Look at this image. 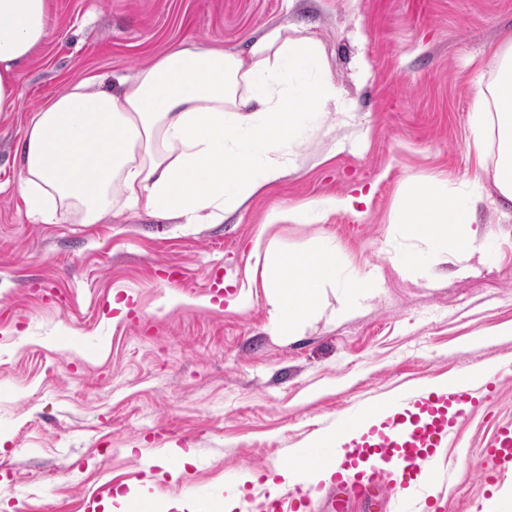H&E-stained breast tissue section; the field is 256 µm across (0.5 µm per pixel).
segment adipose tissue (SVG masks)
I'll list each match as a JSON object with an SVG mask.
<instances>
[{
  "instance_id": "1",
  "label": "adipose tissue",
  "mask_w": 512,
  "mask_h": 512,
  "mask_svg": "<svg viewBox=\"0 0 512 512\" xmlns=\"http://www.w3.org/2000/svg\"><path fill=\"white\" fill-rule=\"evenodd\" d=\"M49 0H0V114L16 110L19 69L49 34ZM338 91L324 49L310 35L268 30L244 53L185 41L151 66L103 88L90 76L58 92L28 118L20 142L19 191L31 212L52 220L58 212L96 224L114 208L140 209L185 224H217L258 190L288 173L275 153L294 142ZM496 137L493 178L512 201V44L493 54L491 78L479 89L471 140L484 158ZM84 141L102 151H79ZM371 195L319 198L274 207L264 227L326 221L339 209L370 205ZM473 198L447 178L412 182L396 222L424 244V252L388 249L404 274L430 277L423 255L479 252L484 233ZM252 255L272 307L271 326L295 335L322 310L327 288L344 281L343 305L355 310L376 291L373 271L343 276V252L324 238L310 252L272 249L256 238Z\"/></svg>"
}]
</instances>
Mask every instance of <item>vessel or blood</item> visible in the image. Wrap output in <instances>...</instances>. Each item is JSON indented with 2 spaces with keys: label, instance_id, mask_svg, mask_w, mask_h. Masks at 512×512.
<instances>
[{
  "label": "vessel or blood",
  "instance_id": "1",
  "mask_svg": "<svg viewBox=\"0 0 512 512\" xmlns=\"http://www.w3.org/2000/svg\"><path fill=\"white\" fill-rule=\"evenodd\" d=\"M487 388L476 383L451 385L435 392L413 388L396 393L389 402H363L321 429L316 447H304L300 456L333 473L332 494L346 491L345 474H352L361 493L371 486L364 478L379 464L399 460L404 464L396 512H411L409 493L430 495L432 482L423 472L425 463L443 459L458 420L481 405ZM484 456L499 470L512 469V422L496 427ZM274 489L240 497L239 512H299L302 502L282 490V476H274Z\"/></svg>",
  "mask_w": 512,
  "mask_h": 512
}]
</instances>
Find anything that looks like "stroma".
Masks as SVG:
<instances>
[{
  "instance_id": "obj_1",
  "label": "stroma",
  "mask_w": 512,
  "mask_h": 512,
  "mask_svg": "<svg viewBox=\"0 0 512 512\" xmlns=\"http://www.w3.org/2000/svg\"><path fill=\"white\" fill-rule=\"evenodd\" d=\"M276 26L318 37L340 90L285 147L286 177L220 224L124 211L97 224L27 213L19 144L28 117L92 75L146 66L192 41L244 52ZM512 42V0H50L49 35L22 68L18 111L0 116V512H111L113 494L162 502L223 496L233 477L288 460L367 398L496 369L494 395L459 419L454 471L430 512H512V476L484 485L480 448L512 416V207L467 149L489 49ZM447 176L479 196L481 252L435 261L440 283L399 274L387 246L417 250L394 223L408 180ZM372 194L367 214L280 224L277 246L333 238L346 272L380 268L361 311L328 290L297 335L271 328L251 248L274 205ZM235 301L213 298V281ZM192 448L193 465L140 460Z\"/></svg>"
}]
</instances>
